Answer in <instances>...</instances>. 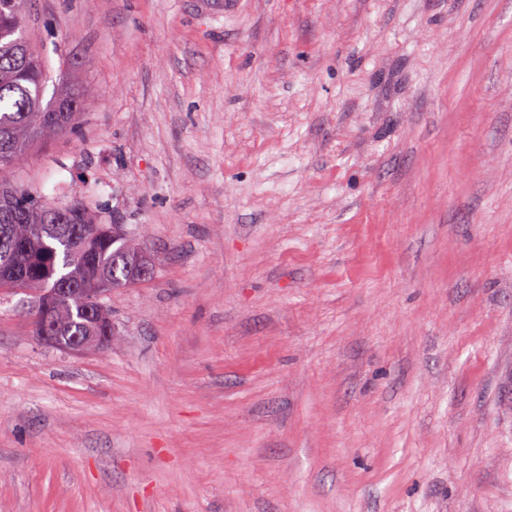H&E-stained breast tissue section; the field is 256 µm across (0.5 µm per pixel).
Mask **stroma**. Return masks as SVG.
<instances>
[{"instance_id": "stroma-1", "label": "stroma", "mask_w": 512, "mask_h": 512, "mask_svg": "<svg viewBox=\"0 0 512 512\" xmlns=\"http://www.w3.org/2000/svg\"><path fill=\"white\" fill-rule=\"evenodd\" d=\"M97 86L6 174L154 260L108 348L0 295V512H512V0H35Z\"/></svg>"}]
</instances>
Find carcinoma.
<instances>
[{"label": "carcinoma", "instance_id": "obj_1", "mask_svg": "<svg viewBox=\"0 0 512 512\" xmlns=\"http://www.w3.org/2000/svg\"><path fill=\"white\" fill-rule=\"evenodd\" d=\"M29 0H0V291L21 288L37 269L43 295L78 277L91 285L106 273L109 287L136 282L133 269L142 257L130 235H115L100 212L81 202L58 207L61 218L45 222L52 206L36 200L4 178V172L45 138L71 128L94 86L70 76L53 84L48 61L34 48L28 34ZM110 319L103 297L81 293L45 308L47 321L59 325L61 343L71 336L100 330L95 311Z\"/></svg>", "mask_w": 512, "mask_h": 512}]
</instances>
